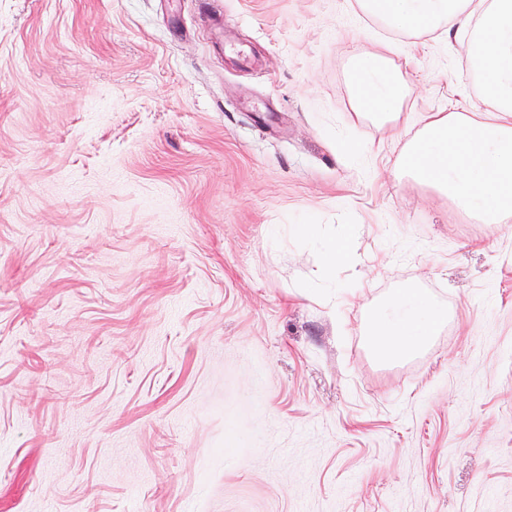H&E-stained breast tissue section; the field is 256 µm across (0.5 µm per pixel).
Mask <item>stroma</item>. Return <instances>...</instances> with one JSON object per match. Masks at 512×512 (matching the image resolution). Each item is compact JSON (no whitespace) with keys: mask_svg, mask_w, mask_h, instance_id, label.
<instances>
[{"mask_svg":"<svg viewBox=\"0 0 512 512\" xmlns=\"http://www.w3.org/2000/svg\"><path fill=\"white\" fill-rule=\"evenodd\" d=\"M353 3L0 0V512H512V232L399 169L487 104ZM375 41L407 124L352 119ZM398 288L450 318L384 362ZM350 253L349 236L346 234L342 236L337 242L336 238L331 244L323 251L322 262L324 269L327 272L326 281L332 284L335 280L332 277V272L336 269V264L345 261Z\"/></svg>","mask_w":512,"mask_h":512,"instance_id":"stroma-1","label":"stroma"}]
</instances>
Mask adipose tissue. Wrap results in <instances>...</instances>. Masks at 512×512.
I'll use <instances>...</instances> for the list:
<instances>
[{
    "label": "adipose tissue",
    "instance_id": "obj_1",
    "mask_svg": "<svg viewBox=\"0 0 512 512\" xmlns=\"http://www.w3.org/2000/svg\"><path fill=\"white\" fill-rule=\"evenodd\" d=\"M362 13L393 32H465L470 68L489 109L479 118L462 107L432 112L407 143L404 173L448 196L484 224L512 222V0H356ZM379 43L353 61L359 114L386 124L402 109L406 86ZM415 288L398 289L366 327L376 355L400 359L417 352L447 321Z\"/></svg>",
    "mask_w": 512,
    "mask_h": 512
}]
</instances>
